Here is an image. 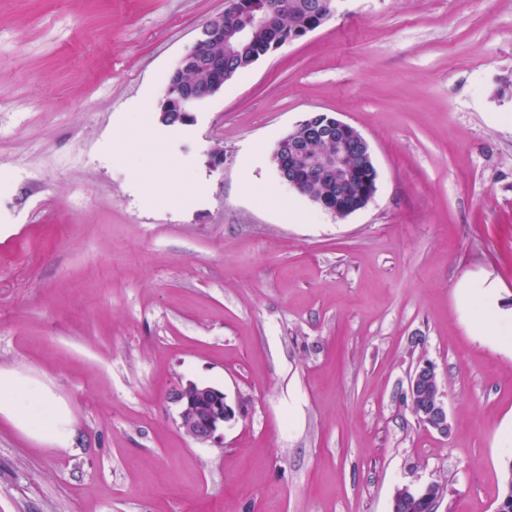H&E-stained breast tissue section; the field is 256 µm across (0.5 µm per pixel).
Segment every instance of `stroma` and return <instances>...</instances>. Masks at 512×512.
<instances>
[{"label": "stroma", "instance_id": "35a3bbf8", "mask_svg": "<svg viewBox=\"0 0 512 512\" xmlns=\"http://www.w3.org/2000/svg\"><path fill=\"white\" fill-rule=\"evenodd\" d=\"M224 6L0 0V371L57 415L42 441L0 415V512H390L432 482L494 512L512 345L468 292L512 310V0H341L160 124L141 103ZM312 112L374 156L343 219L270 161ZM423 360L445 436L405 404ZM180 380L241 406L222 448L179 431Z\"/></svg>", "mask_w": 512, "mask_h": 512}]
</instances>
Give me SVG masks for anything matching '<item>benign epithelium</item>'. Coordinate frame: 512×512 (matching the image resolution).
<instances>
[{
  "instance_id": "benign-epithelium-1",
  "label": "benign epithelium",
  "mask_w": 512,
  "mask_h": 512,
  "mask_svg": "<svg viewBox=\"0 0 512 512\" xmlns=\"http://www.w3.org/2000/svg\"><path fill=\"white\" fill-rule=\"evenodd\" d=\"M248 17V22L237 23L230 29L224 28V16ZM279 16L272 12H250L247 0H227L224 11L211 17L200 28L191 48L179 59L172 70L177 74L185 67L195 69L206 65L213 74L212 79L200 94L189 80L175 81L168 85L160 103L166 110L178 106L189 110L197 108L201 103L224 89V81L231 73L224 71V60L214 54L216 49H226L234 53L238 48H246L251 44L253 31L267 29L271 35L269 50L281 45L277 33ZM309 136L317 141L336 144V150L327 151L312 159L303 142L295 134H288V159L276 154L273 161L280 177L292 190H299L301 183L294 179L297 171L307 170L314 178H319L331 187L336 194L343 193L354 186L357 196L354 203L345 208L328 205L322 199L320 206L334 217L350 215L364 209L373 199L377 190L378 172L370 145L362 133L350 123L335 116L323 122L317 117L309 116L302 121ZM360 156V163L348 162L351 153ZM407 393L419 403L416 419L425 427L442 435L448 434V406L440 391V383L433 362H421L409 375ZM169 399L179 408L178 428L184 436L201 445L222 447L224 425L236 418L240 406L228 402L224 389L208 383L187 381L177 383L170 392ZM443 498V489L437 484H429L423 488L403 486L397 489L391 501V512H438Z\"/></svg>"
}]
</instances>
